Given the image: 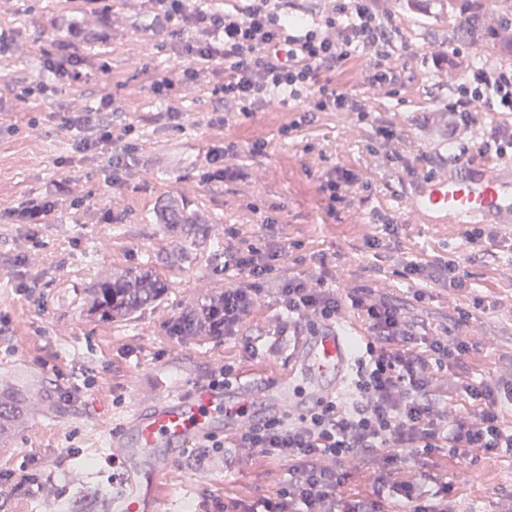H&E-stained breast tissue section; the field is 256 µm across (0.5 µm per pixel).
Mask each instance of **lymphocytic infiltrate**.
Masks as SVG:
<instances>
[{"instance_id": "f902f5d3", "label": "lymphocytic infiltrate", "mask_w": 512, "mask_h": 512, "mask_svg": "<svg viewBox=\"0 0 512 512\" xmlns=\"http://www.w3.org/2000/svg\"><path fill=\"white\" fill-rule=\"evenodd\" d=\"M151 3L157 23L179 21L188 32L182 50L192 65L183 72L185 84H199L203 69L222 68L224 81L212 93L224 112L247 116L273 100L302 102L310 113L369 111L366 98L319 81L321 72L361 50L378 58L368 83L384 89L397 78L399 65L380 27L385 0H338L310 25L291 21L288 0H236L221 10H192L188 0ZM461 78L471 101L492 112H512V71L471 63L463 65ZM108 107L104 100L97 111L67 116L68 127L84 132L77 151L102 150L118 141L125 151L133 150L130 127L117 131L102 120ZM287 252V246H257L241 239L238 229H225L224 270L239 284L212 295L179 321L186 326L204 321L206 336L215 341L238 335L264 284L273 280L294 335H311L319 324L355 310L368 331L354 379L355 400L346 405L332 398L299 418L260 419L234 439L209 438L212 452L237 448V455L225 456V468L253 455L289 465L287 482L273 493L251 503H218L217 512H394L385 497L390 489L400 492L409 512H450L447 487L428 489L429 460L442 449L453 458L512 453V379L475 385L463 370L472 345L448 333H418L400 300L365 286L342 295L326 287L321 275L277 279ZM400 274L466 286L453 258L430 264L407 257ZM445 381L471 398L472 410L449 416L441 391ZM354 462L371 468L367 496L348 489Z\"/></svg>"}]
</instances>
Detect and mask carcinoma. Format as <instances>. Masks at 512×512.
Segmentation results:
<instances>
[{
	"mask_svg": "<svg viewBox=\"0 0 512 512\" xmlns=\"http://www.w3.org/2000/svg\"><path fill=\"white\" fill-rule=\"evenodd\" d=\"M494 3V19L481 14L464 16L458 20L457 33L471 42L488 41L500 53L512 56V35L504 32L512 23V0H494ZM156 223L180 235L205 237L204 218L176 197L161 205ZM166 290L163 280L149 269H129L116 275L100 276L88 288L86 315L98 323L129 320L156 305ZM51 398L49 390L39 391V397L35 398L21 385L0 389V436L8 431L12 422L50 402ZM79 497L93 507L91 512H112L110 488L85 489Z\"/></svg>",
	"mask_w": 512,
	"mask_h": 512,
	"instance_id": "carcinoma-1",
	"label": "carcinoma"
}]
</instances>
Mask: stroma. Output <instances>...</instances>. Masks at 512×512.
Returning <instances> with one entry per match:
<instances>
[{
	"instance_id": "1",
	"label": "stroma",
	"mask_w": 512,
	"mask_h": 512,
	"mask_svg": "<svg viewBox=\"0 0 512 512\" xmlns=\"http://www.w3.org/2000/svg\"><path fill=\"white\" fill-rule=\"evenodd\" d=\"M481 2L419 0L406 9L389 0L382 26L401 66L391 93L377 94L367 84L376 63L368 51L331 75L338 88L369 100L366 115L318 112L307 121L293 101L248 116L231 112L219 124L215 97L183 84L189 62L181 39L153 23L146 0H103L95 9L82 0H0V30L12 38L0 55V84L9 87L0 95V380L57 397L0 444V458L41 476L37 488L22 487L5 499V512H47L51 501L70 497L66 474L75 456L95 463L86 484L113 483L111 468L96 462L110 442L98 421L120 425L144 398L161 400L191 387L216 360L255 382L287 371L290 340L278 333L284 313L269 296L258 300L242 336L215 342L167 332L170 320L236 286L224 272L230 226L250 240L294 242L280 277L317 272L310 255H327L330 286L343 293L366 285L393 295L426 332L444 331L469 313L463 336L476 346L469 361L474 382L512 379V227L497 226L486 252L475 256L459 225L420 223L404 206L417 182L447 173L458 156L486 169L480 142L491 128L512 124V115L477 110L468 123L447 127L444 110L456 99L460 70L453 63L435 68V52L460 51L481 65L512 67V57L456 34L459 18L478 12ZM70 18L89 32L107 27L109 37L75 45L82 77L57 83L42 51L66 43L63 23ZM152 73L174 82L180 127L167 120L166 100L151 92ZM49 82L54 92L41 94L39 84ZM102 98L112 103L105 120L134 128L136 150L117 183L105 156L76 152L78 133L62 124L67 113ZM259 142L264 150L257 154L252 146ZM229 145L234 152L224 160V177L204 180L208 152ZM347 172L353 182L344 181ZM173 196L204 215L206 239L178 238L156 223L159 206ZM41 199L56 200L53 214L42 224L24 223L19 211ZM267 216L277 224L265 231ZM386 224L398 225L403 248L419 261L460 259L467 289L397 275L391 246H367ZM139 266L168 284L159 304L122 322L90 321L83 306L95 276ZM418 290L425 294L419 302ZM246 335L253 351L243 347ZM94 372L106 377L110 397L84 393ZM430 466L448 484L458 512H512V456L458 461L441 452ZM287 478L284 460L255 456L228 474L223 455L196 448L181 456L157 493L168 512H209L213 497L254 500Z\"/></svg>"
}]
</instances>
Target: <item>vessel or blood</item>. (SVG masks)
I'll use <instances>...</instances> for the list:
<instances>
[{"instance_id":"vessel-or-blood-1","label":"vessel or blood","mask_w":512,"mask_h":512,"mask_svg":"<svg viewBox=\"0 0 512 512\" xmlns=\"http://www.w3.org/2000/svg\"><path fill=\"white\" fill-rule=\"evenodd\" d=\"M427 224H479L487 218L512 223V176L477 172L466 162L423 180L408 200ZM292 366L280 377L255 384L193 387L144 403L111 436L112 458L126 486L112 512H161L160 478L180 455L218 435H232L262 417L307 415L342 388L352 365L351 338L335 325L318 327L291 353Z\"/></svg>"}]
</instances>
